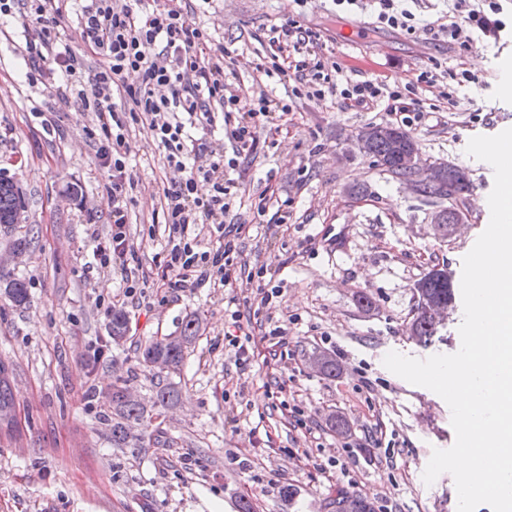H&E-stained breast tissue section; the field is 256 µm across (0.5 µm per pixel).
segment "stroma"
<instances>
[{
    "instance_id": "35a3bbf8",
    "label": "stroma",
    "mask_w": 512,
    "mask_h": 512,
    "mask_svg": "<svg viewBox=\"0 0 512 512\" xmlns=\"http://www.w3.org/2000/svg\"><path fill=\"white\" fill-rule=\"evenodd\" d=\"M501 40L474 37L466 52L387 28L373 7L339 9L333 0H207L196 20L213 45L238 57L225 82L240 106L260 96L290 105L257 130L252 150L234 154L222 127L206 130L214 150L236 159V183L224 221L239 227L237 261L274 269L280 297L252 317L255 281L203 285L165 295L158 263L168 232L153 224L162 189L176 173L167 167L142 125L129 129L127 159L134 204L128 233L137 250L126 273L103 272L93 239L110 229L107 178L85 137L95 115L80 103L61 104L49 83H29L26 40L34 15L20 10L0 26V170L21 186L28 254L11 264L23 277L29 304L18 307L0 288V360L13 380L19 431L0 438V512H210L212 500L240 512H334L336 493L368 498L375 512H457L450 474L425 484L433 450L455 442L451 411L431 390L410 384L383 364L388 352L425 359L459 350L463 304L455 302L432 345L410 336L413 286L433 266L451 280L490 220L494 178L466 152L472 137L512 128V93L500 89L502 66H512V0H504ZM321 34L325 61L341 79H380L388 87L436 70L419 84L426 112L411 115L410 134L424 164L445 162L468 172L465 218L450 239L435 234L440 202L413 196L403 184L355 152L350 137L368 124L400 125L384 103L348 107L334 96L294 94L295 79L265 76L271 66L269 29L289 19ZM479 77L446 97L448 71ZM78 184L81 196L66 194ZM265 213H258V204ZM138 300L125 296L127 281ZM374 306L364 310L359 294ZM237 298L241 342L253 348L239 365L224 348L233 330L228 301ZM126 313L119 342L110 338L113 311ZM200 331L179 373L155 378L140 365L141 345L179 335L189 317ZM282 327L290 354L282 394L266 393L267 351L262 331ZM103 348L94 357L95 348ZM340 366L329 378L310 366L312 354ZM125 377L144 403L157 382L181 390L177 405L156 407L155 438L139 448H116L103 415L116 378ZM380 438L382 448L372 445Z\"/></svg>"
}]
</instances>
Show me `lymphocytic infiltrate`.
I'll use <instances>...</instances> for the list:
<instances>
[{
  "instance_id": "1",
  "label": "lymphocytic infiltrate",
  "mask_w": 512,
  "mask_h": 512,
  "mask_svg": "<svg viewBox=\"0 0 512 512\" xmlns=\"http://www.w3.org/2000/svg\"><path fill=\"white\" fill-rule=\"evenodd\" d=\"M375 2L381 24L409 36H445L463 51L473 34L496 39L506 27L500 17V0H451L450 21L445 25L417 24L400 0ZM22 3L36 14L41 25L35 39L27 44L26 79L32 83L50 80L59 98L77 95L96 116L85 135L96 149L112 197L110 234L93 241V257L99 266L126 264L134 252L128 236L130 200L126 187L131 183V172L126 161V135L130 125L142 123L163 151L168 167L179 173L178 179L163 187L161 211L169 236L160 263L162 287L177 292L208 282L231 285L237 269V245L223 222L234 182L224 176L227 164L223 155H216L208 167L192 166L193 158L211 150L206 139L194 137L192 131L223 120L228 140L237 151H247L256 142L260 122L279 111V102L264 97L257 107L240 111L239 94L224 81L223 56L212 50L210 35L182 6L167 4L147 12L144 0H126L120 7L113 0H89L80 13V25L86 45L101 62L87 77L82 59L64 44L58 28L67 0H0V18L13 15ZM271 33L270 45L277 51H306V59L297 61L294 70L306 78L307 97L319 99L335 93L343 103L367 108L384 96L388 111H422L411 84L393 90L376 80L339 85L338 69L329 67L320 53L319 32L299 21L291 19L273 26ZM132 72L137 73L138 80L130 84L125 76ZM202 181L211 186L204 198L198 194ZM197 224L220 225L219 246L202 248L192 231Z\"/></svg>"
}]
</instances>
